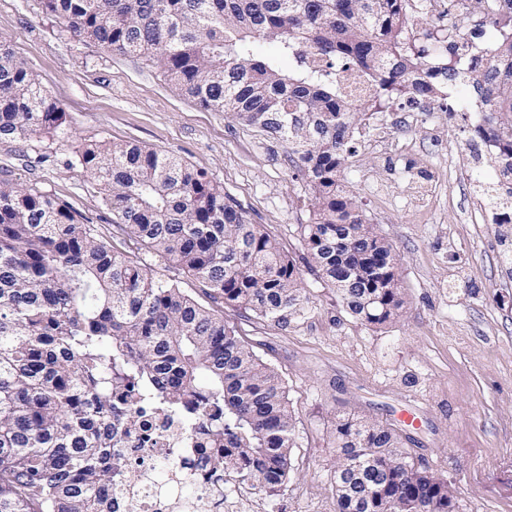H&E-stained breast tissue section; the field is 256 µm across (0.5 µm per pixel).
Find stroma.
Wrapping results in <instances>:
<instances>
[{
  "label": "stroma",
  "mask_w": 512,
  "mask_h": 512,
  "mask_svg": "<svg viewBox=\"0 0 512 512\" xmlns=\"http://www.w3.org/2000/svg\"><path fill=\"white\" fill-rule=\"evenodd\" d=\"M470 0H409L415 36L443 28ZM0 38L60 102L58 134L0 139V180L32 186L96 225L153 276L236 327L281 378L295 424L288 480L276 494L224 485V512H336V423L369 418L401 429L416 465L446 480L460 512H512V232L493 222L485 164L467 147L475 107L462 88L445 102L361 116L348 188L392 244L403 288L397 318L367 326L319 276L304 245L312 192L280 139L201 107L136 56L73 36L41 0H0ZM131 141L220 183L295 264L308 303L274 323L231 309L180 267L138 250L114 223L101 187L79 165L83 144Z\"/></svg>",
  "instance_id": "stroma-1"
}]
</instances>
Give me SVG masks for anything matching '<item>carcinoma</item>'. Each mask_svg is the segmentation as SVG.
Returning a JSON list of instances; mask_svg holds the SVG:
<instances>
[{
	"label": "carcinoma",
	"mask_w": 512,
	"mask_h": 512,
	"mask_svg": "<svg viewBox=\"0 0 512 512\" xmlns=\"http://www.w3.org/2000/svg\"><path fill=\"white\" fill-rule=\"evenodd\" d=\"M76 37L155 65L203 108L280 138L313 193L306 248L355 318L383 325L403 303L391 246L347 190L352 128L473 90L468 146L489 147L481 184L494 223L512 224V0H472L479 19L414 42L406 0H42ZM276 54L253 53L256 39ZM291 61L285 69L281 60ZM66 112L0 39V138L59 132ZM88 177L144 249L229 308L286 323L304 283L279 243L223 186L137 143L89 144ZM360 245L349 247L351 234ZM359 277L350 294L336 281ZM205 436L215 481L285 483L295 425L282 381L235 327L112 247L51 195L0 181V512H112V448L142 419ZM337 512H459L455 489L409 460L391 425L344 419Z\"/></svg>",
	"instance_id": "obj_1"
}]
</instances>
